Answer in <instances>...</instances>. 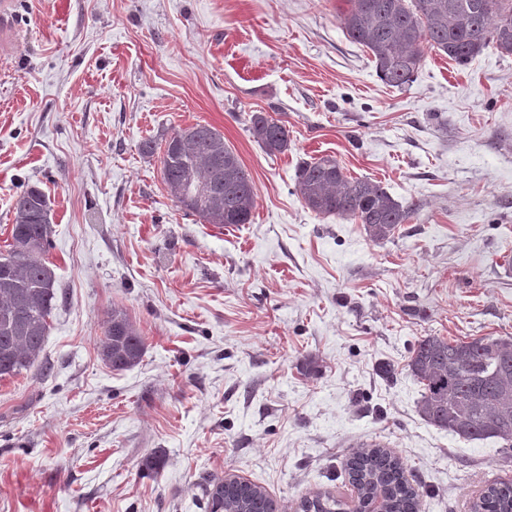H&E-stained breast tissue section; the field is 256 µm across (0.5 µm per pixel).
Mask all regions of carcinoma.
<instances>
[{"mask_svg": "<svg viewBox=\"0 0 512 512\" xmlns=\"http://www.w3.org/2000/svg\"><path fill=\"white\" fill-rule=\"evenodd\" d=\"M340 16L346 34L368 49L378 77L391 87L413 81L422 46L466 65L491 48L512 55V0H347ZM249 130L268 154L288 151V128L255 113ZM163 181L186 213L208 224L251 222L256 207L253 183L224 135L207 124L177 129L165 139L160 156ZM296 191L310 210L363 224L367 237L382 242L407 223L411 206L396 200L382 184L348 176L331 156L303 162L296 169ZM11 242L0 252V379L41 365L49 318L55 307L56 274L47 258L52 248L50 209L43 191L31 186L13 202ZM101 360L125 371L142 360L145 342L120 308L108 313ZM407 366L423 385L417 405L427 423L467 441L496 438L498 452H512V337L481 336L449 341L420 340ZM351 483L379 512H416L417 491L398 456L373 445L346 462ZM209 512H275L266 491L253 483L206 489ZM303 512H345L334 496L301 502ZM473 512H512V485L493 484Z\"/></svg>", "mask_w": 512, "mask_h": 512, "instance_id": "cac0c4a2", "label": "carcinoma"}]
</instances>
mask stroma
<instances>
[{
    "label": "stroma",
    "mask_w": 512,
    "mask_h": 512,
    "mask_svg": "<svg viewBox=\"0 0 512 512\" xmlns=\"http://www.w3.org/2000/svg\"><path fill=\"white\" fill-rule=\"evenodd\" d=\"M11 2L0 250L40 187L57 302L41 367L0 380V512H206L228 474L297 512L350 500L343 463L374 444L407 464L419 512L512 482L499 440L420 418L406 367L427 336H512V56L428 48L399 90L344 33L345 0ZM256 112L285 122L287 152L253 139ZM195 123L250 174L251 223L185 215L142 153ZM325 155L412 206L391 239L305 207L296 169ZM115 305L145 340L123 372L99 355ZM345 504L334 496H315L301 502L303 512H345Z\"/></svg>",
    "instance_id": "obj_1"
}]
</instances>
